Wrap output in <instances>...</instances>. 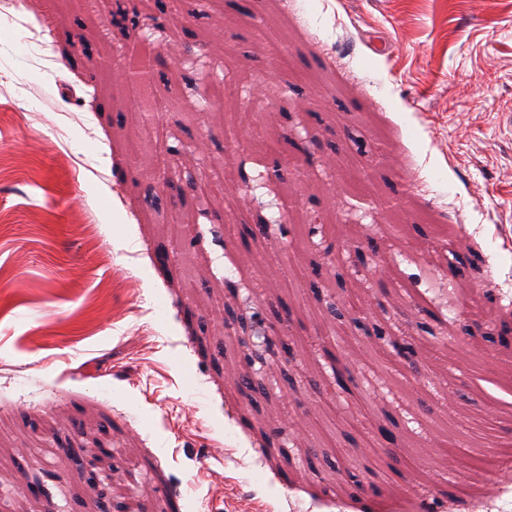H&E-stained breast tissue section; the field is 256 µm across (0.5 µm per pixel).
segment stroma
<instances>
[{"instance_id": "35a3bbf8", "label": "stroma", "mask_w": 512, "mask_h": 512, "mask_svg": "<svg viewBox=\"0 0 512 512\" xmlns=\"http://www.w3.org/2000/svg\"><path fill=\"white\" fill-rule=\"evenodd\" d=\"M251 5L0 0V512H33V485L50 512L115 490L144 512H512V337H460L448 301L479 285L512 327V0ZM121 9L140 22L114 25ZM147 89L166 111L140 112ZM160 123L165 141L128 148ZM279 154L292 173L259 178ZM353 224L431 314L356 257ZM355 286L358 392L340 398L328 306ZM245 373L258 389L228 399ZM383 427L397 456L377 461ZM446 428L455 451L505 449L499 472L444 463Z\"/></svg>"}]
</instances>
